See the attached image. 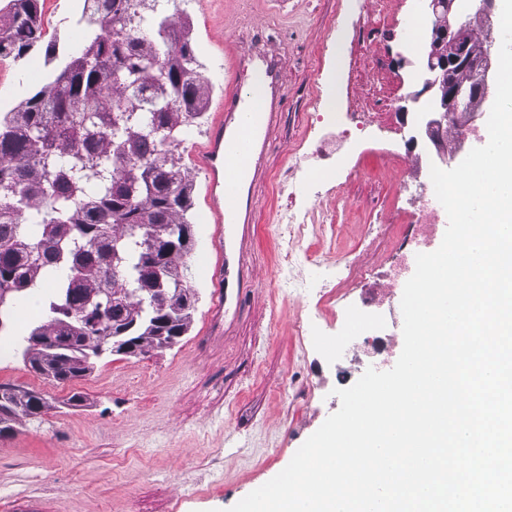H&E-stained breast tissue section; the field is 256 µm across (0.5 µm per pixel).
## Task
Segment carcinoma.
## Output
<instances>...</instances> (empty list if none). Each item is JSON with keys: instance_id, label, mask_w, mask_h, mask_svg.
<instances>
[{"instance_id": "1", "label": "carcinoma", "mask_w": 512, "mask_h": 512, "mask_svg": "<svg viewBox=\"0 0 512 512\" xmlns=\"http://www.w3.org/2000/svg\"><path fill=\"white\" fill-rule=\"evenodd\" d=\"M72 21L80 53L67 55L52 79L18 109L0 114V287L45 288L46 321L34 327L23 357L55 379L89 370L99 337L131 325L139 348L156 329L181 336L193 306L179 243L190 223L193 183L169 148L204 117L205 82L182 0H87ZM0 57H21L44 38L38 0H9ZM163 253L162 284L175 310L155 306L157 283L143 274L150 250ZM54 336L75 352L39 347ZM18 418L48 408L40 395L0 384Z\"/></svg>"}]
</instances>
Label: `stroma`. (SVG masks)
I'll list each match as a JSON object with an SVG mask.
<instances>
[{
	"mask_svg": "<svg viewBox=\"0 0 512 512\" xmlns=\"http://www.w3.org/2000/svg\"><path fill=\"white\" fill-rule=\"evenodd\" d=\"M41 8L46 42L70 52L68 20L80 0H41ZM184 10L211 88L201 124L172 149L194 180V245L184 258L185 282L197 296L189 328L167 348L109 354L85 376L60 383L32 371L11 338H0V384L39 392L49 403L0 437V499L8 512H228L281 472L339 409L335 389L353 385L371 353L359 335L344 336L343 322L331 314L320 322L323 346H300L299 301L277 265L278 217L295 203L283 187L287 176L308 188V205L336 214L335 235L310 225L305 246L349 254L363 265L365 279L340 285L344 304L356 308L366 291L378 289L367 319L386 335L392 358L401 354L402 329L391 317L403 291L386 287L383 277L402 239L416 232L417 200L404 188L403 171L413 167L425 180L429 155L404 138L371 134L319 172L298 161L314 149L315 110L379 108L362 93L372 77L369 58L383 62L402 96L420 90L414 75L427 32L414 44L400 28L374 33L364 0H189ZM264 45L278 55L284 105L274 116L265 175L248 187L255 221L225 225L219 239L199 159L224 111L230 79L251 81L253 65L237 70L239 58ZM52 71L41 47L0 60V112L17 108ZM335 184L342 187L337 197L326 192ZM373 224L383 225L384 236L358 249ZM223 261L222 285L213 272ZM219 297L224 309L217 313ZM75 393L82 406H66Z\"/></svg>",
	"mask_w": 512,
	"mask_h": 512,
	"instance_id": "35a3bbf8",
	"label": "stroma"
}]
</instances>
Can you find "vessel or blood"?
<instances>
[{
    "label": "vessel or blood",
    "mask_w": 512,
    "mask_h": 512,
    "mask_svg": "<svg viewBox=\"0 0 512 512\" xmlns=\"http://www.w3.org/2000/svg\"><path fill=\"white\" fill-rule=\"evenodd\" d=\"M262 73V82L244 88L230 83L224 94V113L203 153L201 165L208 174L205 204L215 226L216 237H223L224 227L239 222L251 223L254 206L241 192L244 177H259L262 162L274 143L272 118L280 105L269 92L279 82L277 57L265 48L248 54ZM270 100L268 111L252 108L254 98Z\"/></svg>",
    "instance_id": "1"
}]
</instances>
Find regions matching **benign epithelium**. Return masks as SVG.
<instances>
[{"mask_svg": "<svg viewBox=\"0 0 512 512\" xmlns=\"http://www.w3.org/2000/svg\"><path fill=\"white\" fill-rule=\"evenodd\" d=\"M496 0H429V50L417 78L422 88L412 95L409 142L422 144L434 163L449 164L463 156L461 139L450 153L441 149L448 124L470 126L482 113L478 105L495 99V58L501 39L492 27ZM112 352L133 354L137 340L121 329L110 336Z\"/></svg>", "mask_w": 512, "mask_h": 512, "instance_id": "benign-epithelium-1", "label": "benign epithelium"}]
</instances>
